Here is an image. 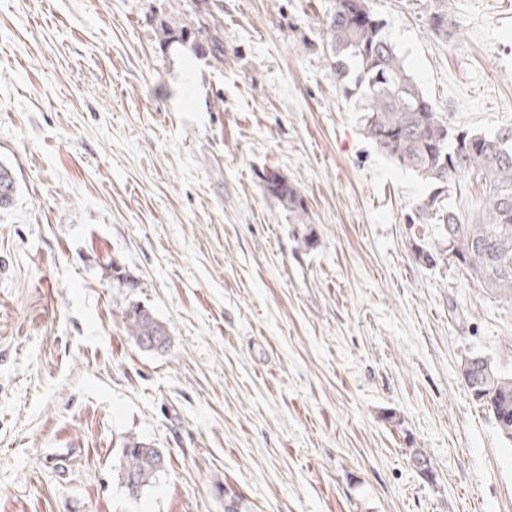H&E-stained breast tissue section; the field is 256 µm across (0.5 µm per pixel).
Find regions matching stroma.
<instances>
[{
	"mask_svg": "<svg viewBox=\"0 0 512 512\" xmlns=\"http://www.w3.org/2000/svg\"><path fill=\"white\" fill-rule=\"evenodd\" d=\"M199 0H0V512H512V444L465 387L512 371V300L410 222L320 51L330 0H210L228 62L164 46ZM450 126L512 123V0H371ZM306 199L299 246L259 178ZM121 264L132 287L112 285ZM136 302L166 350L126 336ZM166 467L139 499L129 436ZM423 449L426 479L409 451ZM431 2L426 11L425 24L432 34L441 40L454 39L459 29L449 12L448 2L450 0H433ZM166 457L160 448L139 437L131 436L123 444L118 466V479L126 496L138 499L146 487H150L165 469ZM130 488L136 495L130 494Z\"/></svg>",
	"mask_w": 512,
	"mask_h": 512,
	"instance_id": "stroma-1",
	"label": "stroma"
}]
</instances>
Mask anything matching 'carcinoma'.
<instances>
[{"label": "carcinoma", "instance_id": "1", "mask_svg": "<svg viewBox=\"0 0 512 512\" xmlns=\"http://www.w3.org/2000/svg\"><path fill=\"white\" fill-rule=\"evenodd\" d=\"M450 0H432L425 24L433 35L448 41L458 26L449 12ZM321 51L336 84L347 97L361 98V121L367 137L390 161L415 173L431 187L415 206L418 223L437 226L438 246L419 248L415 257L424 266L437 265L438 256L454 259L478 283L502 297L512 298V125L486 134L454 131L408 70L384 32L370 0H331L322 20ZM159 42L187 45L213 65L226 63L224 32L216 22L198 15L179 22L160 21ZM486 184L481 217L466 222L445 203L463 175ZM264 189L288 219L302 227L297 241L314 246L304 197L296 184L275 169L263 173ZM17 186L10 170L0 164V210L10 207ZM125 333L139 347L169 344L166 328L149 310L135 303L122 311ZM460 375L473 400L488 410L499 435L512 442V373L499 369L482 354L461 363ZM411 462L426 479L434 476L429 455L412 449ZM159 448L131 436L123 444L118 479L128 498L138 499L165 469Z\"/></svg>", "mask_w": 512, "mask_h": 512}]
</instances>
